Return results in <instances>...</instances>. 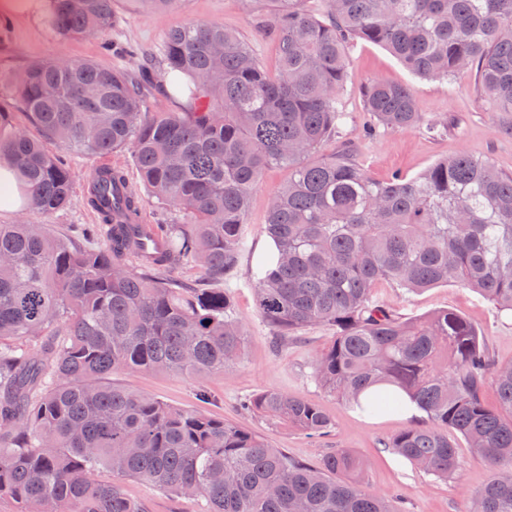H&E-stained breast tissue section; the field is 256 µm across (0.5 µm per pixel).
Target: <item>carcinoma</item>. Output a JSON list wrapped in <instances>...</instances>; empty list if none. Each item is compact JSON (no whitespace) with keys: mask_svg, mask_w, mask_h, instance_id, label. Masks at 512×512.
I'll list each match as a JSON object with an SVG mask.
<instances>
[{"mask_svg":"<svg viewBox=\"0 0 512 512\" xmlns=\"http://www.w3.org/2000/svg\"><path fill=\"white\" fill-rule=\"evenodd\" d=\"M264 0L260 23L279 41L277 73L215 24L168 29L160 71L192 78L174 88L178 112H151L154 75L86 60L30 64L17 83L42 132L0 134V162L21 169L30 210L68 206L74 154L131 152L146 195L118 214L107 194L127 183L102 168L87 204L112 235L97 242L53 237L44 224H0V497L20 512H144L123 480L172 497H199L205 512H400L374 492L363 464L335 453L313 470L254 431L112 383L121 370L203 375L241 359L245 333L222 288H172L165 274L195 265L222 279L245 247L250 196L266 169H288L270 200L266 232L276 253L258 265L263 320L281 338L336 327L313 360L317 382L370 414L403 397L425 425L384 442L438 479L462 462L448 434L492 470L469 512H512V364H494L475 326L452 312L404 319L371 302L387 280L416 291L454 281L512 312V174L468 153L414 177L374 180L351 154H317L346 119L341 90L350 47H385L414 76L453 84L478 71L480 99L512 134V0ZM115 23L112 0H53L51 25L65 38ZM97 94L88 99L84 90ZM366 111L393 131L422 124L403 84H361ZM150 200L174 212L163 250L144 251L130 232ZM498 406H485L487 384ZM262 418L306 435L332 427L319 407L267 389L245 400ZM106 468L112 481L94 473ZM348 473L349 479L336 477Z\"/></svg>","mask_w":512,"mask_h":512,"instance_id":"1","label":"carcinoma"}]
</instances>
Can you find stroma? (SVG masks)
<instances>
[{
    "mask_svg": "<svg viewBox=\"0 0 512 512\" xmlns=\"http://www.w3.org/2000/svg\"><path fill=\"white\" fill-rule=\"evenodd\" d=\"M112 8L116 17L113 28L79 39L60 37L46 20L25 15L15 17L10 25L0 26V103L12 112L14 129L33 137L40 134L16 95L15 80L29 64L46 59H86L129 70L132 62L113 55L111 43L121 42L138 51L141 58H156L163 50L165 32L176 25H222L253 45L268 71L276 69L277 44L257 23L256 0H176L165 13L148 10L142 0H113ZM350 55L353 78L341 92L347 119L335 140L325 146V153L354 152L369 175L380 182L398 175L415 176L437 160L459 152L490 158L500 171L512 173V138L498 133L492 112L478 98L476 74L462 77L452 92L447 83L413 78L380 45L358 41L352 45ZM370 79L409 85L426 123H447V131L433 136L425 126L409 131L379 126L373 127L372 135H365L366 126H372V118L365 110L359 85ZM67 161L73 176L71 201L66 208L43 219L53 234L67 237L74 225L96 223L97 217L87 207L85 195L89 175L99 165L123 170L135 190L143 188L128 151L119 150L104 157L71 154ZM287 178V169L270 168L253 191L247 219L251 250L241 256L236 271L223 283L245 331L246 347L241 361L224 371L203 376L120 371L113 374V383L175 407L256 430L273 447L316 469L322 468L331 453L346 451L363 461L359 477L365 485L380 493L397 494L401 512H467L471 495L488 481L490 470L482 461L472 458L461 435L452 437L464 462L457 477L444 481L419 471L385 448L384 443L403 429L424 424L426 414L409 421L392 415L367 419L315 380L313 358L332 342L335 327L308 329L274 345V331L258 313L253 270L257 255L268 243L264 228L271 196ZM371 299L403 318L452 311L477 328L496 364L512 362V314L499 310L473 290L451 281L410 292L380 280L373 286ZM265 389L296 395L320 406L331 418L332 428L320 437L310 438L254 415L243 402ZM124 488L143 504L146 512H204L205 501L201 498H173L135 479L125 480Z\"/></svg>",
    "mask_w": 512,
    "mask_h": 512,
    "instance_id": "35a3bbf8",
    "label": "stroma"
}]
</instances>
